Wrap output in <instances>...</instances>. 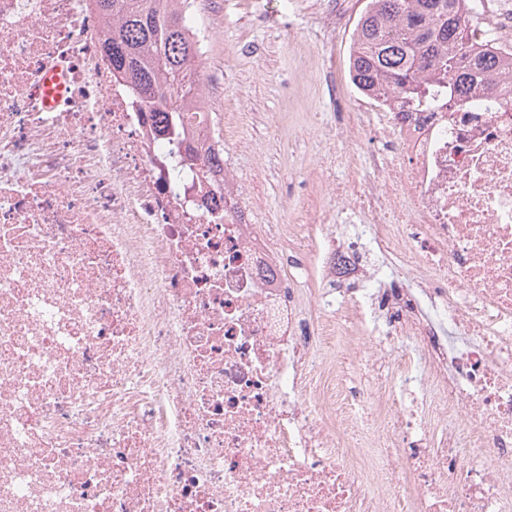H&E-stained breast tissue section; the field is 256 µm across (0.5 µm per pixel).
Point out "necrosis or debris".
<instances>
[{
	"label": "necrosis or debris",
	"instance_id": "4bbe7bcc",
	"mask_svg": "<svg viewBox=\"0 0 512 512\" xmlns=\"http://www.w3.org/2000/svg\"><path fill=\"white\" fill-rule=\"evenodd\" d=\"M108 29L93 0H0V512H512V81L360 100L329 138L365 153L261 231L208 169L236 113L215 135L205 93L161 132ZM374 252L418 281L387 313ZM292 268L340 289L306 314ZM353 333L392 356L369 412L326 359Z\"/></svg>",
	"mask_w": 512,
	"mask_h": 512
}]
</instances>
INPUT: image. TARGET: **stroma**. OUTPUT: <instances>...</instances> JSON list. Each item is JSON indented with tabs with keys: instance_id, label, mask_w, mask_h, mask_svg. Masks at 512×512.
<instances>
[{
	"instance_id": "1",
	"label": "stroma",
	"mask_w": 512,
	"mask_h": 512,
	"mask_svg": "<svg viewBox=\"0 0 512 512\" xmlns=\"http://www.w3.org/2000/svg\"><path fill=\"white\" fill-rule=\"evenodd\" d=\"M199 25L215 32L209 46L211 98L216 108L239 113L238 137L245 151L229 150L235 171L257 184L263 207L258 225L287 221L290 190L311 179L328 149L342 155L362 153L363 143L331 144L328 129L341 120L343 108L333 85L349 86L351 35L366 0H342L344 17L333 31L320 27L328 0H202ZM294 21L292 36L275 22ZM370 340L337 345L330 361L342 368L348 385L371 393L373 377L366 361Z\"/></svg>"
}]
</instances>
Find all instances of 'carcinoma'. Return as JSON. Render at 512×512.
Returning <instances> with one entry per match:
<instances>
[{"instance_id":"cac0c4a2","label":"carcinoma","mask_w":512,"mask_h":512,"mask_svg":"<svg viewBox=\"0 0 512 512\" xmlns=\"http://www.w3.org/2000/svg\"><path fill=\"white\" fill-rule=\"evenodd\" d=\"M112 18L104 42L112 70L154 101L159 123L187 112L200 95L190 68L199 48L196 22L179 0H94ZM477 0H367L351 37V79L366 96L395 94L417 106L435 89L450 97L495 75H512V61L473 43L470 14Z\"/></svg>"}]
</instances>
